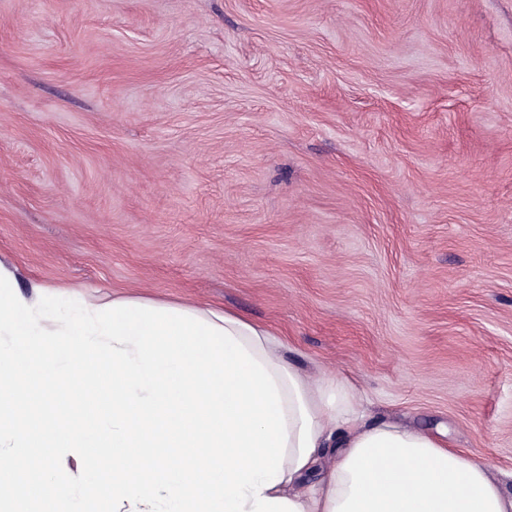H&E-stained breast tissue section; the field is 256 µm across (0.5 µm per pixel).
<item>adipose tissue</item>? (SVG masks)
Masks as SVG:
<instances>
[{"instance_id":"1","label":"adipose tissue","mask_w":512,"mask_h":512,"mask_svg":"<svg viewBox=\"0 0 512 512\" xmlns=\"http://www.w3.org/2000/svg\"><path fill=\"white\" fill-rule=\"evenodd\" d=\"M62 295L37 282L20 291L0 261V438L13 450L0 456V512H512L485 461L368 420L346 378L301 372L259 324L79 292L69 318ZM107 387L108 415L95 409ZM105 452L103 503L91 473L75 488L60 463ZM28 455L45 478L21 496L14 460Z\"/></svg>"}]
</instances>
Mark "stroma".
<instances>
[{
	"mask_svg": "<svg viewBox=\"0 0 512 512\" xmlns=\"http://www.w3.org/2000/svg\"><path fill=\"white\" fill-rule=\"evenodd\" d=\"M0 261L511 472L512 0H0Z\"/></svg>",
	"mask_w": 512,
	"mask_h": 512,
	"instance_id": "35a3bbf8",
	"label": "stroma"
}]
</instances>
